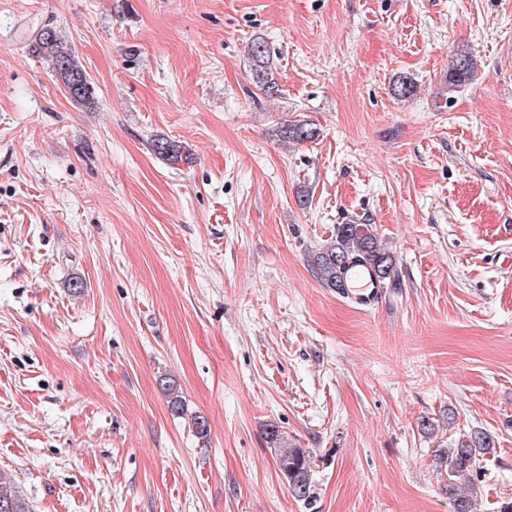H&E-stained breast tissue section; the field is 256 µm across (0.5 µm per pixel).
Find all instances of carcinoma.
Returning a JSON list of instances; mask_svg holds the SVG:
<instances>
[{"mask_svg": "<svg viewBox=\"0 0 512 512\" xmlns=\"http://www.w3.org/2000/svg\"><path fill=\"white\" fill-rule=\"evenodd\" d=\"M31 51L49 63L52 75L61 82L65 94L76 104L88 107L90 77L80 62L78 53L57 27L48 23L33 34ZM252 82L265 96L278 94L270 52L266 43L254 39L247 47ZM474 62L465 51H458L448 67V91L454 92L473 77ZM282 141L303 143L317 136L312 124L301 120H286L278 129ZM151 150L170 165L192 162V155L181 142L168 137L151 141ZM354 260L367 262L374 272L394 268L395 259L383 244L376 226L360 221L336 225L334 238L311 253L310 263L316 277L328 288L344 292L342 273ZM159 385L168 397L172 415L184 414V401L177 387L167 378ZM268 441L273 444L279 471L288 483L291 496L306 506L313 504L315 489L310 468V457L302 448L288 444V436L275 423L267 426ZM492 448L490 437L482 431H473L457 440L451 447L440 450L439 457L448 469V495L451 512H477L475 478L480 457ZM0 512H31L28 504L14 487L0 478Z\"/></svg>", "mask_w": 512, "mask_h": 512, "instance_id": "obj_1", "label": "carcinoma"}]
</instances>
